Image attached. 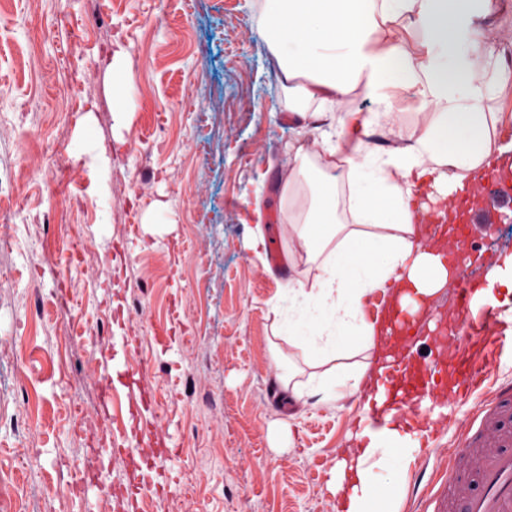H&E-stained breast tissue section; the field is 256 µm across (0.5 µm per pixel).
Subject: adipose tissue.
<instances>
[{
    "instance_id": "obj_1",
    "label": "adipose tissue",
    "mask_w": 512,
    "mask_h": 512,
    "mask_svg": "<svg viewBox=\"0 0 512 512\" xmlns=\"http://www.w3.org/2000/svg\"><path fill=\"white\" fill-rule=\"evenodd\" d=\"M497 9L498 0H259L291 120L319 121L282 181L289 238L320 273L289 278L270 310L289 346L333 367L293 385L295 401L360 392L385 369L388 309L448 285L454 269L440 254L463 245L425 234L417 219L432 209L449 218L448 199L512 152L497 134L512 69L497 32L474 28ZM408 31L419 57L405 50ZM356 96L373 109L351 108ZM402 112L423 116L421 127L404 132ZM377 294L386 309L371 318ZM355 352L366 360L353 368ZM413 454L394 427L347 449L328 482L335 512H402Z\"/></svg>"
}]
</instances>
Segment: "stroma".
<instances>
[{"label":"stroma","mask_w":512,"mask_h":512,"mask_svg":"<svg viewBox=\"0 0 512 512\" xmlns=\"http://www.w3.org/2000/svg\"><path fill=\"white\" fill-rule=\"evenodd\" d=\"M116 55L124 112L112 109ZM281 82L255 0L0 10V170L25 175L0 193V341L12 348L0 361V476L23 468L38 512H97L105 496L112 512H140L146 496L179 512L188 487L193 512H333L330 471L356 447L362 408L354 395L288 400V384L316 368L276 336L268 307L285 282L269 243L289 246L279 174L299 137ZM505 216L465 242L468 281L512 255ZM464 318L449 288L419 314L434 357L452 361ZM99 323L122 363L108 388L90 335ZM508 382L505 354L486 391L456 396L447 382L432 395L403 512L447 508L448 458ZM104 392L125 424L114 442L132 454L59 501L95 445ZM147 444L152 468L137 454Z\"/></svg>","instance_id":"35a3bbf8"}]
</instances>
